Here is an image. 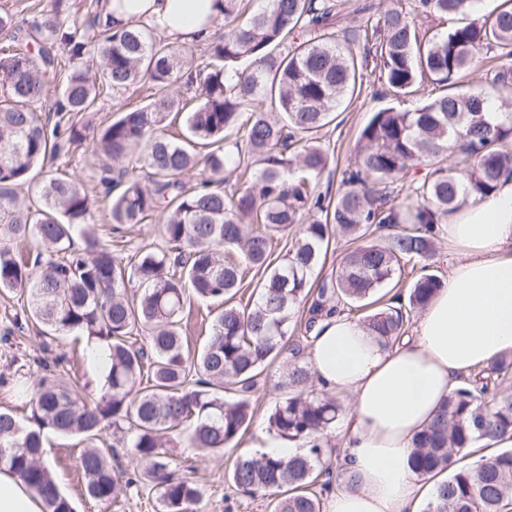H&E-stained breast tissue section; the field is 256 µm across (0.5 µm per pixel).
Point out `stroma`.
Returning <instances> with one entry per match:
<instances>
[{
  "mask_svg": "<svg viewBox=\"0 0 512 512\" xmlns=\"http://www.w3.org/2000/svg\"><path fill=\"white\" fill-rule=\"evenodd\" d=\"M146 101L147 90L143 87L130 89L113 98H100L95 110L83 117L88 136H96L121 111L140 107ZM387 104L375 75L365 74L359 96L344 103L336 121L320 132L322 143L334 158L321 179L320 192H337L340 172L353 160L363 126L372 112ZM82 153L79 147L62 151L53 164L80 173L93 203L94 227L99 239L120 257L147 246H163L161 222L157 219L147 224L127 226L119 234L112 233L109 208L101 200L97 180L91 172L81 169ZM28 313L26 296L17 291L0 292V409L11 410L21 419L27 418L31 412L28 387L42 376L50 374L64 378L74 384L83 396L90 398L96 392V383L103 381L106 372L104 366L94 364L90 343L71 336H40L28 322ZM287 369L288 361L282 358L268 366L259 377L251 394L255 417L238 443L241 450L253 451L268 438V416L288 394ZM82 449V443L75 437L51 434L46 440V457L54 477L76 512H162L157 490L141 480L143 463L121 447L117 448L112 465L121 479H132V486L125 488L118 501L112 504L89 499L79 468ZM170 454L181 475L198 483L203 490V498L196 505L195 512H267L266 500L243 495L228 481L225 473L231 464L230 458L215 456L202 459L193 449L184 446L171 449Z\"/></svg>",
  "mask_w": 512,
  "mask_h": 512,
  "instance_id": "obj_1",
  "label": "stroma"
}]
</instances>
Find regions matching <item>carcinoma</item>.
<instances>
[{"mask_svg": "<svg viewBox=\"0 0 512 512\" xmlns=\"http://www.w3.org/2000/svg\"><path fill=\"white\" fill-rule=\"evenodd\" d=\"M216 2L224 33L209 36L198 58L144 19L116 30L104 10L81 19L68 0H45L30 18L0 10V32L9 34L8 52L0 49V289L29 295L42 335L85 336L109 351L100 397L43 377L26 420L0 411V467L41 499L43 512H74L45 456L46 431L86 444L85 490L101 503L122 491L108 427L129 436L165 512H192L203 496L172 468L165 447L180 440L201 457L234 455L228 479L244 494L272 498V512H322L333 478L358 487L355 473L326 465L343 406L314 394L309 364L289 365L288 396L268 417L269 431L302 443L293 454L238 452L254 417L248 393L281 355L297 310L307 312V333L327 315L360 312L382 345L400 341L443 279L426 270L406 295L386 288L406 263L433 256L449 213L512 177V103L495 96L512 88V0L482 16L481 0H414L410 14L392 0L379 15L380 4L362 3L351 18L363 31L361 50L338 39L349 18L337 0H263L251 14V0ZM54 44L69 57L63 75ZM478 49L493 62L488 89L461 93L456 80ZM90 56L98 77L83 67ZM368 66L392 97L427 89L429 99L372 113L336 195H324L317 186L331 155L318 133L359 92ZM140 84L154 90L152 100L120 113L85 159L110 199L114 232L163 220L165 247L123 258L92 235L75 245L93 219L90 198L75 173L46 164L64 144L86 140L81 115L100 96ZM53 91L51 125L39 112ZM132 161L143 178H129ZM419 166L427 169L421 179L412 174ZM195 170L202 179L189 187ZM38 176L39 201L19 198ZM337 231L355 246L318 279ZM284 235L285 254L275 257L273 242ZM250 271L259 276L257 298L242 306L236 296ZM134 286L140 295H129ZM190 292L221 305L192 357L182 336ZM511 375V358L494 359L491 375L456 387L414 438L416 476L447 474L424 512L512 505V448L458 465L478 443L512 435Z\"/></svg>", "mask_w": 512, "mask_h": 512, "instance_id": "1", "label": "carcinoma"}]
</instances>
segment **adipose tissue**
I'll list each match as a JSON object with an SVG mask.
<instances>
[{"label":"adipose tissue","mask_w":512,"mask_h":512,"mask_svg":"<svg viewBox=\"0 0 512 512\" xmlns=\"http://www.w3.org/2000/svg\"><path fill=\"white\" fill-rule=\"evenodd\" d=\"M212 2L109 0L107 10L114 28L143 14L160 36L182 42L212 24ZM441 229L460 255L412 335L387 348L358 321L333 315L310 341L319 386L351 400L339 463L360 478L358 489L337 487L327 512H420L436 482L418 481L409 468L415 435L455 387L512 351V178L501 179L488 198L467 200ZM0 512H42L40 500L5 469Z\"/></svg>","instance_id":"adipose-tissue-1"}]
</instances>
